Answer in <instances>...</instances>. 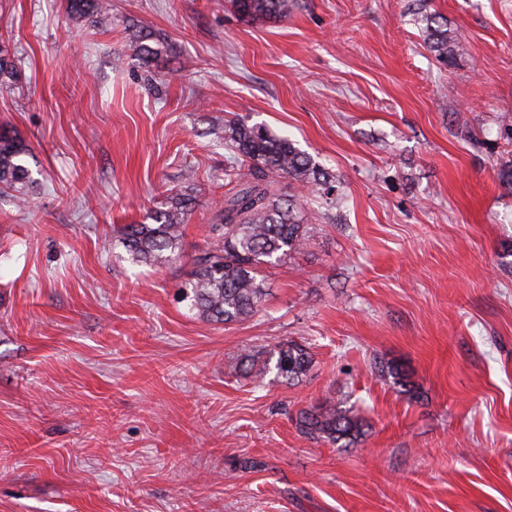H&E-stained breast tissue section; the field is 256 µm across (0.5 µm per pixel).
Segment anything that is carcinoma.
<instances>
[{
  "mask_svg": "<svg viewBox=\"0 0 512 512\" xmlns=\"http://www.w3.org/2000/svg\"><path fill=\"white\" fill-rule=\"evenodd\" d=\"M65 12L76 24L91 23L106 9L105 0H64ZM238 16L247 21L285 18L293 0H232ZM418 20L424 39L440 59L448 58L457 31L448 20L426 11ZM139 64L151 67L166 47L145 28L131 33ZM18 73L8 47L0 43V84ZM211 134L224 141L233 153L235 167L224 194V205L214 223L207 225L209 247L194 259L195 269L183 284L184 300L199 316L217 324L241 322L256 312L266 295L263 268L302 250L308 241L307 218L296 188H306L321 203L336 205V185L316 162L286 136H276L243 117L212 127ZM30 148L6 129L0 130V194L23 196L31 183L24 163ZM187 194L170 195L147 219L118 228L119 242L133 263L162 264L180 257L185 224L191 215ZM247 375L260 379L270 370L288 382L307 376L312 356L301 344L284 342L265 359L253 354L242 357ZM392 378L403 392H412L407 375L397 367L379 371ZM296 427L306 437L332 445H355L368 431L366 420L353 407L326 402L299 411Z\"/></svg>",
  "mask_w": 512,
  "mask_h": 512,
  "instance_id": "1",
  "label": "carcinoma"
}]
</instances>
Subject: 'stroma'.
Masks as SVG:
<instances>
[{
  "mask_svg": "<svg viewBox=\"0 0 512 512\" xmlns=\"http://www.w3.org/2000/svg\"><path fill=\"white\" fill-rule=\"evenodd\" d=\"M0 0L18 59L0 127L32 149L28 203L0 197V512H512V0H424L458 32L440 61L415 0ZM169 46L157 67L129 31ZM247 117L335 175L305 249L251 318L180 300ZM195 198L180 258L132 264L115 230ZM308 347L302 380L238 359ZM401 368L415 393L379 377ZM369 424L345 448L300 409ZM64 4L66 14L76 24L94 22L106 9L104 0H64ZM233 8L244 21L285 18L294 6L293 0H232ZM296 427L306 437L341 447L362 441L368 431L366 420L353 407L323 402L299 411Z\"/></svg>",
  "mask_w": 512,
  "mask_h": 512,
  "instance_id": "stroma-1",
  "label": "stroma"
}]
</instances>
